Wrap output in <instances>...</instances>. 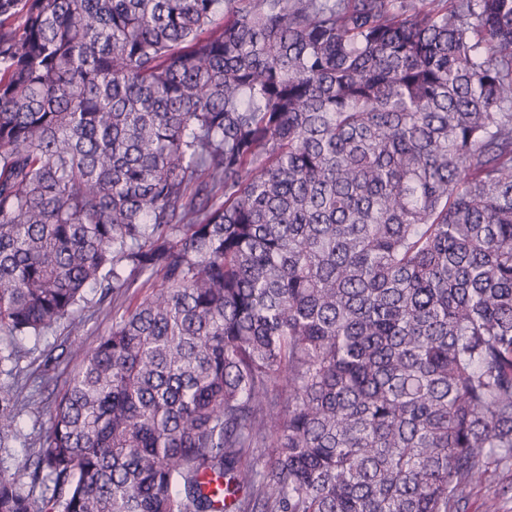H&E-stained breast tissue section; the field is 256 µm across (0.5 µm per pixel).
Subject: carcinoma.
I'll list each match as a JSON object with an SVG mask.
<instances>
[{
  "label": "carcinoma",
  "mask_w": 512,
  "mask_h": 512,
  "mask_svg": "<svg viewBox=\"0 0 512 512\" xmlns=\"http://www.w3.org/2000/svg\"><path fill=\"white\" fill-rule=\"evenodd\" d=\"M154 278L66 349L53 512H465L512 470V0H0V336Z\"/></svg>",
  "instance_id": "obj_1"
}]
</instances>
